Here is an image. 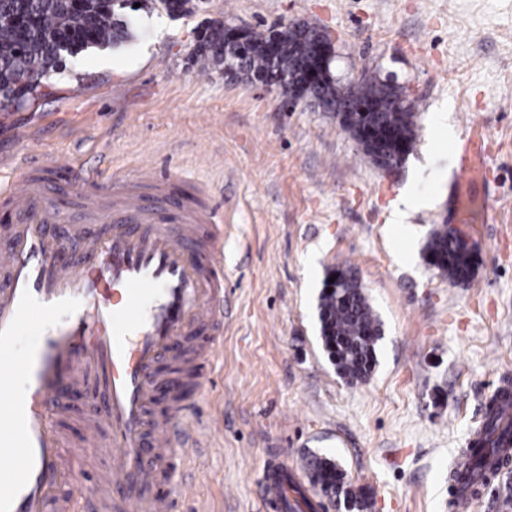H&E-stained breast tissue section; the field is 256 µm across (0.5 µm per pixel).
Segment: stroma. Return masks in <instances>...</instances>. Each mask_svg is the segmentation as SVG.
<instances>
[{
    "label": "stroma",
    "instance_id": "obj_1",
    "mask_svg": "<svg viewBox=\"0 0 512 512\" xmlns=\"http://www.w3.org/2000/svg\"><path fill=\"white\" fill-rule=\"evenodd\" d=\"M132 39L82 53L51 93L0 106V158L74 161L137 181L153 169L179 199L224 215V335L191 423L201 448L168 456L157 492L176 512H272L264 474L281 462L315 502L306 457L337 458L367 512H453L448 474L512 380V0H197L177 17L139 0ZM306 23L334 44L332 71L395 74L418 114L405 163L383 172L335 113L198 72L205 25ZM489 142L487 223L461 224L468 283L429 264L430 230L452 216L458 150ZM417 205L396 227L394 202ZM349 265L383 337L370 377L348 384L319 340L318 297ZM223 421L210 434L206 424Z\"/></svg>",
    "mask_w": 512,
    "mask_h": 512
}]
</instances>
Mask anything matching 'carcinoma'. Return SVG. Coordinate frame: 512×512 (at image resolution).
I'll list each match as a JSON object with an SVG mask.
<instances>
[{
	"label": "carcinoma",
	"instance_id": "obj_1",
	"mask_svg": "<svg viewBox=\"0 0 512 512\" xmlns=\"http://www.w3.org/2000/svg\"><path fill=\"white\" fill-rule=\"evenodd\" d=\"M29 9L38 17L36 25H0V97L19 94L18 81L28 74L58 75L68 62L89 48L117 47L132 36V20L125 10H134L136 0H86L81 8L71 0H27ZM318 30L305 25L297 36L289 30L267 33L248 31L244 46L243 68L248 75L279 74L273 84L281 98L295 96V68L311 58ZM278 38V56L269 59L262 46ZM226 61L224 28H213L204 34V43L194 56L201 71ZM324 95L336 106L351 105L366 99L377 102L378 111L365 115L350 112L348 132L363 126L388 133L384 141L364 148L373 162L398 167L411 153L416 140V113L413 105L398 103V89L379 78L357 84L349 91L341 82L325 90ZM427 254L432 266L448 274L453 283H465L472 275L471 250L452 236L448 225L432 228L427 242ZM340 282L332 292L322 291L318 303L319 332L322 344L338 373L350 384L365 381L377 363V348L382 338V323L369 302L364 288L350 267L337 269ZM512 433V427L499 428L494 405H489L485 420L477 429V437L488 444L495 443L496 434ZM482 465L480 449L467 445L461 449L458 468L451 472L452 480L462 477L459 467ZM306 469L313 485L344 512H364L367 495L354 490L342 464L325 455L312 453Z\"/></svg>",
	"mask_w": 512,
	"mask_h": 512
}]
</instances>
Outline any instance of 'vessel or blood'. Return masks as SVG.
Returning <instances> with one entry per match:
<instances>
[{"instance_id": "obj_1", "label": "vessel or blood", "mask_w": 512, "mask_h": 512, "mask_svg": "<svg viewBox=\"0 0 512 512\" xmlns=\"http://www.w3.org/2000/svg\"><path fill=\"white\" fill-rule=\"evenodd\" d=\"M485 158L483 140L466 135L460 155L462 180ZM67 170L87 209L83 224H66L82 254L55 262L60 246L47 234L66 223L31 172L0 191L15 214L0 226V460L18 461L0 474V512H73L74 502L56 490L67 477L66 445L56 419L54 393L64 382L100 375L102 402H90L85 443L105 454L110 488H98L91 512H172L155 494L152 448L185 452L199 447L184 417L191 405L176 399L154 428H147V401L159 381L163 357L178 358L175 341L205 329L219 339L224 328V233L213 202L198 199L158 208L144 204L125 177ZM36 336L26 351L17 340ZM283 465L269 475L267 497L287 506Z\"/></svg>"}]
</instances>
